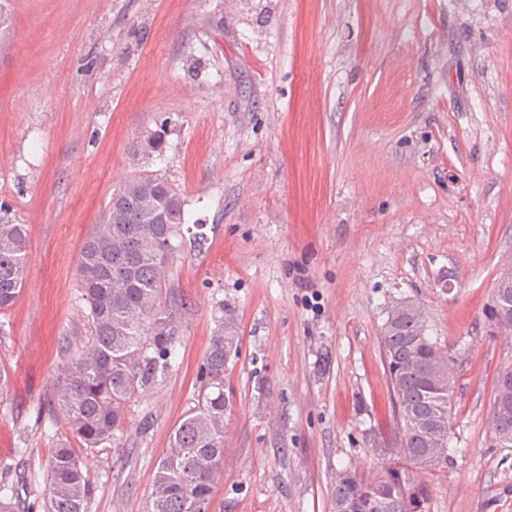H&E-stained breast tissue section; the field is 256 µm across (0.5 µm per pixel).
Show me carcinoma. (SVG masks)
I'll list each match as a JSON object with an SVG mask.
<instances>
[{
	"mask_svg": "<svg viewBox=\"0 0 512 512\" xmlns=\"http://www.w3.org/2000/svg\"><path fill=\"white\" fill-rule=\"evenodd\" d=\"M166 136L163 123L145 132L133 156L162 154ZM185 223L181 192L165 178L142 173L112 193L82 246L77 275L92 336L85 350L61 363L48 399L61 412L65 433L47 460L46 512H88L93 486L81 449L112 444L123 429L127 404L173 367L174 310L162 304V286L173 241ZM27 247V225L0 204V312L21 293ZM505 315L512 316V284L494 289L486 309L492 325ZM239 342L233 315H221L205 353L197 405L174 429L157 464L148 512L208 509L224 468V420L231 409L224 375ZM380 342L398 429L394 447L383 440L377 446L404 456L417 470L447 462L439 439L448 438L450 421L428 423L447 397L435 366L448 353L430 336L425 320L396 307ZM499 396L501 407L491 403L493 435L512 446V394L495 393L492 399ZM429 500L427 485L398 468L370 478L341 471L332 491L334 512H417Z\"/></svg>",
	"mask_w": 512,
	"mask_h": 512,
	"instance_id": "obj_1",
	"label": "carcinoma"
}]
</instances>
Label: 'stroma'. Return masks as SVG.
<instances>
[{
    "mask_svg": "<svg viewBox=\"0 0 512 512\" xmlns=\"http://www.w3.org/2000/svg\"><path fill=\"white\" fill-rule=\"evenodd\" d=\"M0 203L28 226L25 284L0 312V479L44 512L63 417L41 411L90 334L76 264L114 189L146 171L186 200L164 296L176 362L83 451L89 512H147L197 403L222 310L224 476L208 512H333L336 474L381 455L397 415L380 348L391 308L424 309L455 374L429 512H512L492 438L512 334L485 316L512 259V0H0ZM167 122L143 166L132 148Z\"/></svg>",
    "mask_w": 512,
    "mask_h": 512,
    "instance_id": "obj_1",
    "label": "stroma"
}]
</instances>
